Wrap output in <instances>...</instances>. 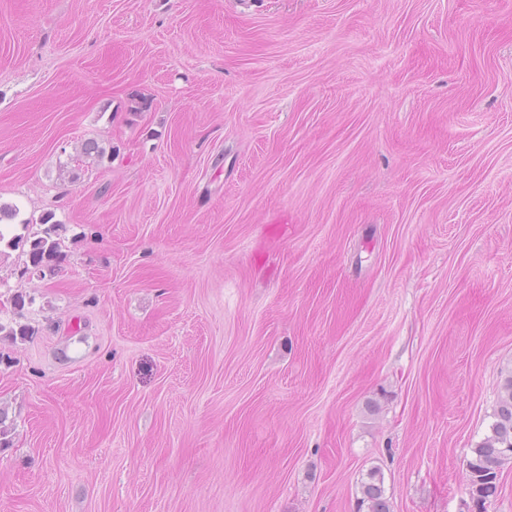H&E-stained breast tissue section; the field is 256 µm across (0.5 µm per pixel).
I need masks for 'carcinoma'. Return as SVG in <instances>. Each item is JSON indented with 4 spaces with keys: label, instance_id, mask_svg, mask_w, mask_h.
<instances>
[{
    "label": "carcinoma",
    "instance_id": "cac0c4a2",
    "mask_svg": "<svg viewBox=\"0 0 512 512\" xmlns=\"http://www.w3.org/2000/svg\"><path fill=\"white\" fill-rule=\"evenodd\" d=\"M43 228L29 240L26 267L41 271L61 259L58 236L64 225L52 222V216L42 219ZM494 420L489 433L472 449L467 461V492L474 512H485L486 504L500 487L502 466L512 463V376L502 386ZM358 512H391L385 493L384 477L378 470L367 473L361 482Z\"/></svg>",
    "mask_w": 512,
    "mask_h": 512
}]
</instances>
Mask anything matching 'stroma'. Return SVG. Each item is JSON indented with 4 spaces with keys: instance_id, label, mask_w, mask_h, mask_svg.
<instances>
[{
    "instance_id": "stroma-1",
    "label": "stroma",
    "mask_w": 512,
    "mask_h": 512,
    "mask_svg": "<svg viewBox=\"0 0 512 512\" xmlns=\"http://www.w3.org/2000/svg\"><path fill=\"white\" fill-rule=\"evenodd\" d=\"M0 203V512H468L512 0H0ZM52 215H46L42 219L44 227L40 232L34 233L33 238H26V242H29V248L26 252L27 261L26 268L29 267L34 270L43 271V269L52 268L61 259L60 232L63 231L64 225L51 223ZM30 239V240H29ZM360 494L358 512H391L384 477L380 471L371 470L367 473V479L361 482Z\"/></svg>"
}]
</instances>
